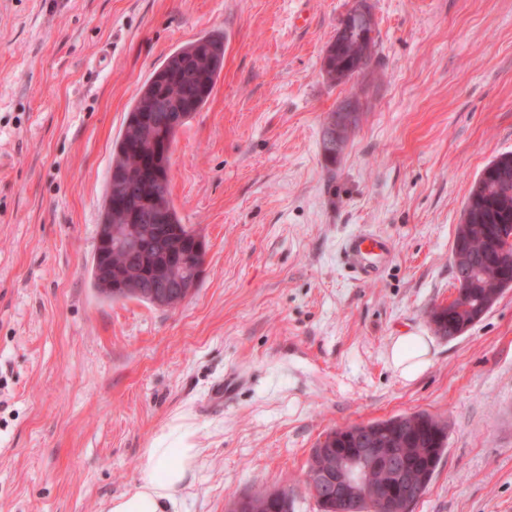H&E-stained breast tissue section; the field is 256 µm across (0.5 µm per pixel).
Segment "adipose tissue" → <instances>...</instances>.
Returning <instances> with one entry per match:
<instances>
[{"mask_svg":"<svg viewBox=\"0 0 512 512\" xmlns=\"http://www.w3.org/2000/svg\"><path fill=\"white\" fill-rule=\"evenodd\" d=\"M392 361L402 377L412 379L427 369L430 349L425 337L401 336L392 346ZM191 430L173 426L145 452L136 487L112 497L106 512H170L188 473L200 455L191 447Z\"/></svg>","mask_w":512,"mask_h":512,"instance_id":"1","label":"adipose tissue"}]
</instances>
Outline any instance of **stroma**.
<instances>
[{
  "instance_id": "stroma-1",
  "label": "stroma",
  "mask_w": 512,
  "mask_h": 512,
  "mask_svg": "<svg viewBox=\"0 0 512 512\" xmlns=\"http://www.w3.org/2000/svg\"><path fill=\"white\" fill-rule=\"evenodd\" d=\"M370 3L379 61L334 86L322 58L349 0H0V512H105L177 424L201 453L176 512L262 489L318 512L324 436L417 412L448 437L412 512H512V288L456 338L430 320L456 291L466 198L512 152V0ZM209 33L224 69L170 160L201 282L174 308L104 299L113 144L151 73ZM354 96L331 173L322 128ZM363 230L389 246L367 282L342 252ZM400 336L432 348L411 380Z\"/></svg>"
}]
</instances>
